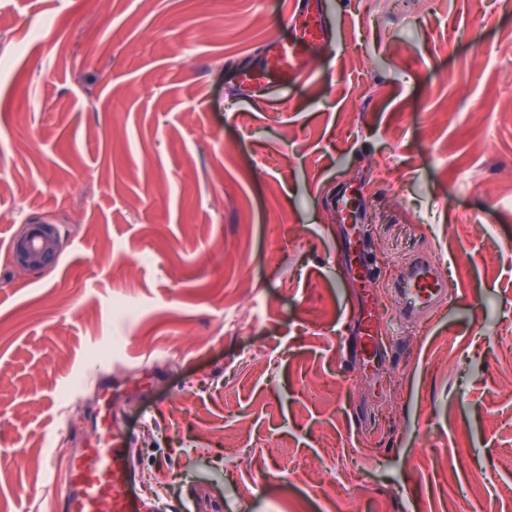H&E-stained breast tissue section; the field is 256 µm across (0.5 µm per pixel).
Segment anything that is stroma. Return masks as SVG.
<instances>
[{
    "mask_svg": "<svg viewBox=\"0 0 512 512\" xmlns=\"http://www.w3.org/2000/svg\"><path fill=\"white\" fill-rule=\"evenodd\" d=\"M295 3L0 0V512H63L52 441L92 437V378L151 508L512 512V0H327L312 76L244 92ZM45 221L55 263L19 270ZM421 253L451 303L413 326ZM61 244L55 224H25L12 242L13 262L22 269H45L55 262ZM356 319L360 322L365 334L361 336L363 355L373 358L377 352V336H374V332L378 327V322L369 312L358 314Z\"/></svg>",
    "mask_w": 512,
    "mask_h": 512,
    "instance_id": "1",
    "label": "stroma"
}]
</instances>
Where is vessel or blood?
Returning a JSON list of instances; mask_svg holds the SVG:
<instances>
[{
	"label": "vessel or blood",
	"instance_id": "b4317fda",
	"mask_svg": "<svg viewBox=\"0 0 512 512\" xmlns=\"http://www.w3.org/2000/svg\"><path fill=\"white\" fill-rule=\"evenodd\" d=\"M288 39H276L262 65L245 69L239 76L243 87L261 88L268 73L284 83H295L312 72L314 51L328 48L332 38L322 0H298ZM403 304L402 316L415 317L439 312L447 304L448 282L433 258L425 257L404 268L396 286ZM364 334L365 357L377 352L378 322L371 314L359 315ZM99 424L85 447L69 461L61 490L64 512H142L132 495L135 470L125 435L113 432L110 405L98 411Z\"/></svg>",
	"mask_w": 512,
	"mask_h": 512
}]
</instances>
